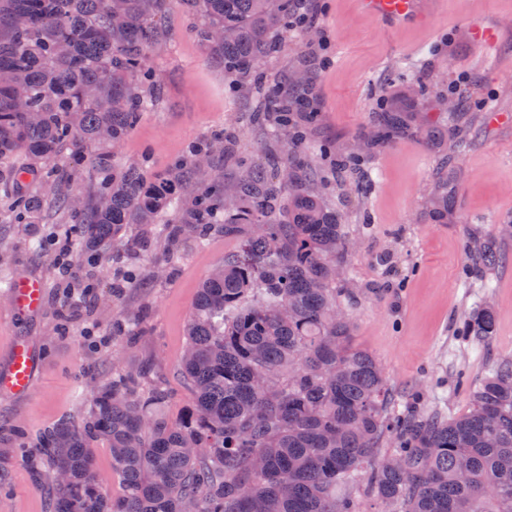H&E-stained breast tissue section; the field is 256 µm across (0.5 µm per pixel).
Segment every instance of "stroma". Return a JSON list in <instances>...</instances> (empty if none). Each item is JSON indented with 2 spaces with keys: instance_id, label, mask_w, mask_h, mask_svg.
I'll return each instance as SVG.
<instances>
[{
  "instance_id": "35a3bbf8",
  "label": "stroma",
  "mask_w": 512,
  "mask_h": 512,
  "mask_svg": "<svg viewBox=\"0 0 512 512\" xmlns=\"http://www.w3.org/2000/svg\"><path fill=\"white\" fill-rule=\"evenodd\" d=\"M312 39L284 36L285 50L261 63L269 79L285 80L303 58L313 67L320 117L302 155L326 179L324 197L344 214L355 247L343 274L356 288L349 305L352 344L371 353L395 395L417 392L454 417L468 408L465 387L479 384L490 369L512 361V236L498 234L512 222V0H442L429 22L388 28L363 15L357 0H309ZM192 16L171 5L164 21L166 43L148 64L160 97L144 112L131 136L114 153L116 166L168 170L187 146L216 131L236 128L242 154L261 149L244 114L249 102L224 75V66L191 31ZM497 25L490 49L480 47L474 26ZM420 83L427 94L417 104L426 120L448 122L449 109L467 113L461 144L436 150L419 134L380 149L365 163L368 195L345 185L320 153L331 143L350 153L364 136L378 99L402 96ZM457 171L448 221L428 216V203L442 164ZM496 239L501 259L464 279L470 242ZM63 238L58 224L0 223V369L12 343L26 339L40 354L29 395L0 393V451L32 448L35 436L62 420L86 421L95 389L113 367L148 368V380L164 384L171 400L164 413L177 417L191 398L181 373L185 329L199 283L234 244L217 232L205 242L187 239L174 255L161 241L133 258L140 284L112 291L111 269L72 261L61 270ZM39 278L44 309L21 316L12 309L11 285ZM95 286L96 295L82 290ZM69 300V318L58 314ZM496 315V334L476 345L455 335L456 323L478 301ZM138 319L147 327L136 343L113 341L112 321ZM52 477H34L13 461L0 486V512H50Z\"/></svg>"
}]
</instances>
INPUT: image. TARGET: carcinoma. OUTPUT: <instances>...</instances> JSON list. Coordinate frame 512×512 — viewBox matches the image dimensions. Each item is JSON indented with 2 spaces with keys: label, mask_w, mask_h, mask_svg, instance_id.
Listing matches in <instances>:
<instances>
[{
  "label": "carcinoma",
  "mask_w": 512,
  "mask_h": 512,
  "mask_svg": "<svg viewBox=\"0 0 512 512\" xmlns=\"http://www.w3.org/2000/svg\"><path fill=\"white\" fill-rule=\"evenodd\" d=\"M171 0H0V172L40 190L8 193L10 224H40L47 198L66 214L74 255L95 256L122 243L130 224L160 225L177 250L216 230L237 241L203 280L187 326L182 374L192 390L180 416L159 411L160 384L144 391L136 373L112 368L89 418L61 422L36 439L55 480L51 512H360L338 488L365 481L383 512H512V362L495 365L468 390V410L448 417L423 409L414 393L396 401L375 358L350 346L349 317L336 288L349 242L343 217L298 174L297 151L319 114L303 103L307 71L291 87L252 74L303 31L296 0H179L202 18L192 32L227 75L252 76L259 105L252 124L272 128L288 146L273 171L238 153L226 129L191 144L164 173L111 167L93 156L129 137L153 105L146 92L149 55L163 42ZM383 98L357 152L337 163L364 178L369 155L397 137L420 133L438 147L457 135L463 115L433 131L409 102ZM236 160L234 180L201 178L198 161ZM86 175L95 192L75 208L58 185L60 167ZM457 172L441 168L428 215L448 223V190ZM174 208V221L160 218ZM467 273L499 262L495 240L469 248ZM496 331L493 308L474 307L457 326L468 340ZM399 468L379 461L382 438ZM105 440L123 493L112 496L94 470L89 442Z\"/></svg>",
  "instance_id": "obj_1"
}]
</instances>
